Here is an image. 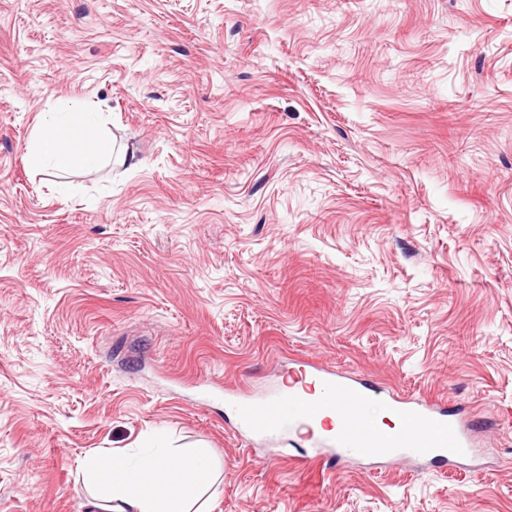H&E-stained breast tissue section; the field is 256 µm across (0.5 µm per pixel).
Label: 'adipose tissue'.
<instances>
[{
	"instance_id": "adipose-tissue-1",
	"label": "adipose tissue",
	"mask_w": 512,
	"mask_h": 512,
	"mask_svg": "<svg viewBox=\"0 0 512 512\" xmlns=\"http://www.w3.org/2000/svg\"><path fill=\"white\" fill-rule=\"evenodd\" d=\"M95 113L73 105L35 128L27 148L31 164L57 172L96 169L109 151L96 136ZM204 450L176 456L151 448L135 457L111 451L85 459L83 481L94 512H193L195 486L208 473Z\"/></svg>"
}]
</instances>
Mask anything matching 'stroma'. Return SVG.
Segmentation results:
<instances>
[{
  "mask_svg": "<svg viewBox=\"0 0 512 512\" xmlns=\"http://www.w3.org/2000/svg\"><path fill=\"white\" fill-rule=\"evenodd\" d=\"M74 103L138 167L29 164ZM308 360L491 425L444 470L230 427ZM147 448L205 512H512V0H0V512Z\"/></svg>",
  "mask_w": 512,
  "mask_h": 512,
  "instance_id": "obj_1",
  "label": "stroma"
}]
</instances>
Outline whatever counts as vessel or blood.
Wrapping results in <instances>:
<instances>
[{
  "label": "vessel or blood",
  "mask_w": 512,
  "mask_h": 512,
  "mask_svg": "<svg viewBox=\"0 0 512 512\" xmlns=\"http://www.w3.org/2000/svg\"><path fill=\"white\" fill-rule=\"evenodd\" d=\"M311 373L325 386L313 398L300 390L284 387L259 401H235L238 421L248 433L276 439L287 435L295 425H309L320 414L335 410L341 419L336 434L317 437L320 454L337 464L363 459L436 460L448 464L465 458L469 439L448 418L439 402L393 395L386 406L390 415L403 419V427L384 432L372 425L367 407L371 389L364 379L312 368Z\"/></svg>",
  "instance_id": "obj_1"
}]
</instances>
